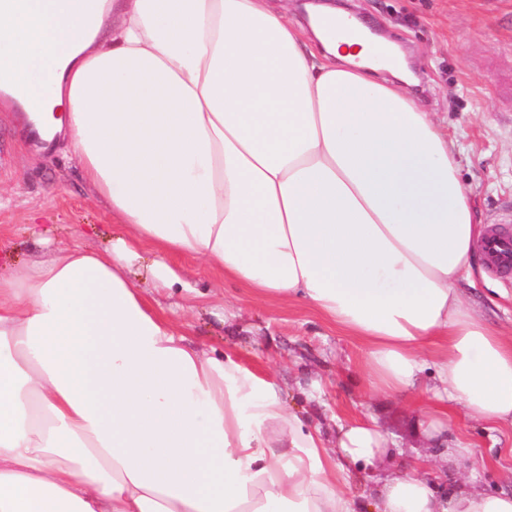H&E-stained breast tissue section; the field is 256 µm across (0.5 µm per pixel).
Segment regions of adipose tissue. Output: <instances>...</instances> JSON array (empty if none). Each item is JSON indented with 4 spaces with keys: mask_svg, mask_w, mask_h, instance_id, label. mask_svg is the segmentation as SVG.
<instances>
[{
    "mask_svg": "<svg viewBox=\"0 0 512 512\" xmlns=\"http://www.w3.org/2000/svg\"><path fill=\"white\" fill-rule=\"evenodd\" d=\"M270 0H21L0 6V83L78 159L123 236L0 274V512H358L354 473L389 454L369 420L335 438L230 352L187 342L144 284L165 261L255 297L307 301L357 338L369 387L424 372L449 412L512 429V336L459 290L482 235L452 144L382 67L374 36L326 37ZM393 79L379 81L381 69ZM137 241L154 258L142 263ZM377 512H512V494L375 479Z\"/></svg>",
    "mask_w": 512,
    "mask_h": 512,
    "instance_id": "ef3b65f1",
    "label": "adipose tissue"
}]
</instances>
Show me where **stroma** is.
<instances>
[{
  "label": "stroma",
  "instance_id": "1",
  "mask_svg": "<svg viewBox=\"0 0 512 512\" xmlns=\"http://www.w3.org/2000/svg\"><path fill=\"white\" fill-rule=\"evenodd\" d=\"M377 36L396 43L419 80L412 98L452 142L477 223L512 225V0H337ZM0 271L47 259L40 244L104 250L117 224L65 145L37 156L13 113L0 111ZM168 262L189 283L148 301L203 349L234 351L248 369L277 383L292 410L348 422L372 415L393 452L354 476L351 492L370 506L377 476L419 466L429 455L424 412L407 399L367 391L360 343L301 302L251 297L203 262ZM478 315L512 335V281L478 260L462 287ZM451 433L470 444L463 463L435 461L425 478L473 493L512 490V430L456 419Z\"/></svg>",
  "mask_w": 512,
  "mask_h": 512
}]
</instances>
